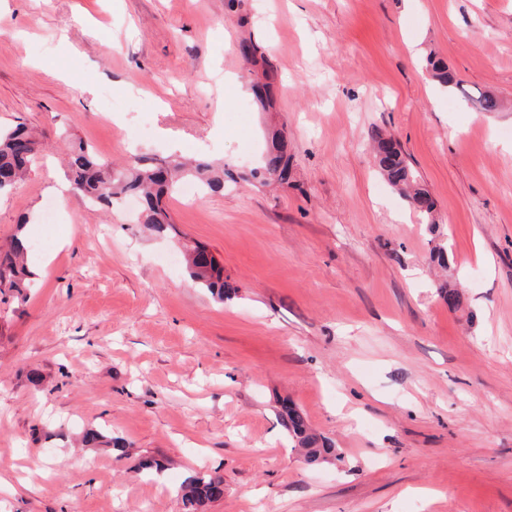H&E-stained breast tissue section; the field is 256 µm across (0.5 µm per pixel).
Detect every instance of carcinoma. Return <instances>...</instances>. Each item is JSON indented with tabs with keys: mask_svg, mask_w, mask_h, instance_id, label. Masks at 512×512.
<instances>
[{
	"mask_svg": "<svg viewBox=\"0 0 512 512\" xmlns=\"http://www.w3.org/2000/svg\"><path fill=\"white\" fill-rule=\"evenodd\" d=\"M237 51L246 62L261 67V76L252 84V94L264 110H272L276 96L273 65L265 57L261 45L251 37L241 39L237 43ZM426 62L433 78L440 84L446 87L455 84L454 76L442 60L430 55ZM467 102L480 112H495L499 108V100L490 92L469 98ZM372 140L381 176L405 196L413 210L427 221L432 219L434 205L429 192L407 163L399 143L378 130L373 132ZM40 148L41 143L23 125H0V194L10 191L25 177ZM67 168L75 191L93 204L110 207L125 196L140 198L139 223L157 233L172 226L165 197L175 191L182 178L193 177L203 196L224 189V168L208 162L196 161L187 168L166 160L142 157L132 167L116 173L108 161L97 157L82 143L72 146ZM289 174L288 143L282 134L275 133L263 163L249 171V178L262 186L272 181L286 184ZM187 269L196 283L209 289L218 300H224V269L206 254L205 248L197 246L189 251ZM34 278L35 272L28 264V247L23 240L15 237L8 247L0 248V295L23 302ZM282 421L291 438L302 449L307 464H324L340 459L332 444L314 433L302 411L289 402L284 403ZM83 441L89 447L121 448L119 442L105 439L95 429L85 431ZM223 485L224 478L220 475L198 473L192 476L183 487L186 507L196 512L217 499Z\"/></svg>",
	"mask_w": 512,
	"mask_h": 512,
	"instance_id": "1",
	"label": "carcinoma"
}]
</instances>
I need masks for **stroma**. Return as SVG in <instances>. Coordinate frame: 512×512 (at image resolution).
Returning <instances> with one entry per match:
<instances>
[{
    "label": "stroma",
    "mask_w": 512,
    "mask_h": 512,
    "mask_svg": "<svg viewBox=\"0 0 512 512\" xmlns=\"http://www.w3.org/2000/svg\"><path fill=\"white\" fill-rule=\"evenodd\" d=\"M246 29L276 113L232 82ZM20 122L46 148L0 195V245L25 234L36 273L0 302V512H184L199 472L224 478L201 512H512V0H0V124ZM274 125L292 179L247 182ZM375 130L434 223L380 175ZM79 141L232 177L170 197L159 234L137 199L49 192ZM197 244L224 302L188 275ZM285 399L343 462L303 461ZM90 427L122 451L83 446Z\"/></svg>",
    "instance_id": "stroma-1"
}]
</instances>
